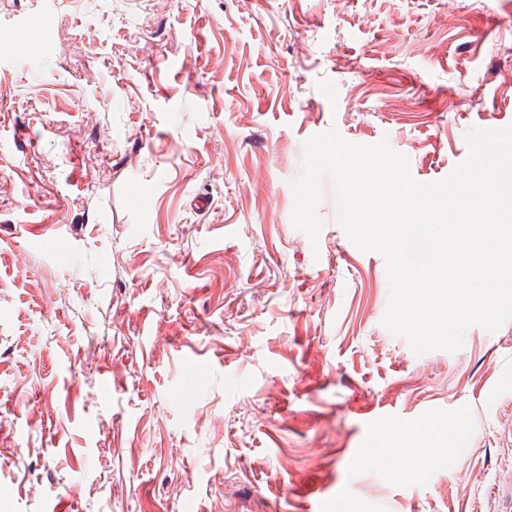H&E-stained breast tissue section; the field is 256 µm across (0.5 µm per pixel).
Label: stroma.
<instances>
[{"mask_svg":"<svg viewBox=\"0 0 512 512\" xmlns=\"http://www.w3.org/2000/svg\"><path fill=\"white\" fill-rule=\"evenodd\" d=\"M0 47V512H512V321L415 355L331 184L291 221L314 135L429 183L511 124L512 0H0Z\"/></svg>","mask_w":512,"mask_h":512,"instance_id":"obj_1","label":"stroma"}]
</instances>
